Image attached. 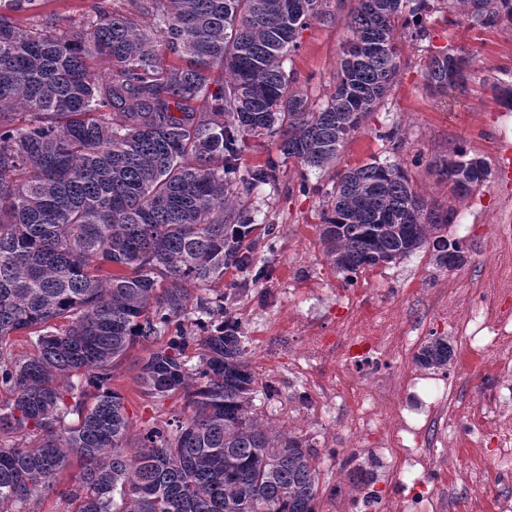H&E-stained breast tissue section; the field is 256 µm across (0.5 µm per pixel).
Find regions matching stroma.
Returning <instances> with one entry per match:
<instances>
[{
    "instance_id": "35a3bbf8",
    "label": "stroma",
    "mask_w": 512,
    "mask_h": 512,
    "mask_svg": "<svg viewBox=\"0 0 512 512\" xmlns=\"http://www.w3.org/2000/svg\"><path fill=\"white\" fill-rule=\"evenodd\" d=\"M355 5L356 0H325V18L299 31L298 48L283 64L291 90L307 97L313 109L322 108L336 87L341 47L350 36L347 19ZM420 24L424 38L398 42L393 84L345 142L335 164L306 173L285 162L276 182L243 195L240 208L253 223L279 230L271 246L257 250L258 261L273 267L272 279L257 283L250 272L232 268L223 281L202 291L207 297L223 292L226 282L237 283L235 295L224 302L226 315L237 322L259 380L279 391L272 399L256 393L253 412L314 447L318 512H364L361 498L367 491L379 498L384 512H415L410 485L387 483L397 460L379 448L406 415L401 408L406 394L395 388V381L404 375L424 377L428 371L416 363L413 350L401 348L384 352L373 365L353 366L336 348L337 337L363 338L374 322L388 326L393 335H407L415 347L431 335L447 337L453 359L446 382L455 407L478 402L494 379L491 371L466 362L459 338L451 335L448 318L436 313L435 303L449 300L462 310L491 301L496 287L491 271L512 247L505 238L506 225H512V180L499 173L500 151L512 147V110L501 96L512 87V24L486 28L467 17L451 24L433 12L421 13ZM459 47L475 58L464 87H427L430 56ZM458 145L484 159L491 171L462 199L450 195L434 166ZM373 160L398 164L420 195L456 212L446 234L466 241L465 264L437 267L427 245L346 284L323 255L319 226L337 175ZM304 180L310 192H300ZM150 350V345H135L113 371L112 385L123 399L134 446L156 424L184 412L180 395L161 400L144 394L137 374ZM368 408L372 421L356 426ZM438 434L437 428L420 423L404 431L403 443L409 452H425L427 465L418 475L433 495L445 497L460 484L467 458L449 457ZM348 456L371 472L370 487L331 495L345 477L341 460Z\"/></svg>"
}]
</instances>
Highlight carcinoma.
Segmentation results:
<instances>
[{
	"mask_svg": "<svg viewBox=\"0 0 512 512\" xmlns=\"http://www.w3.org/2000/svg\"><path fill=\"white\" fill-rule=\"evenodd\" d=\"M48 2L0 0V345L38 330L32 353L0 361L9 394L0 436L38 438L32 448L0 443V506L53 491L75 458L79 485L62 492L75 512H317L313 448L254 416L258 379L242 337L209 321L224 297H196L200 316L188 330L184 284L208 285L229 268L267 279L254 254L276 227L240 211L226 224L224 212L275 181L282 162L322 170L336 161L392 85L401 33L423 36L417 15L429 0H408L402 23V0H356L347 43L380 49L341 60L318 111L290 91L283 63L323 0H98L70 27L39 18ZM434 3L483 27L512 23V0ZM93 60L109 73L94 75ZM472 62L462 50L435 55L427 82L460 87ZM251 137L269 139L277 157L241 174ZM473 162L487 167L457 147L437 164L453 194L478 185ZM329 202L325 253L351 284L429 243L436 266L462 263L454 254L466 244L444 235L455 212L427 203L396 164L339 175ZM162 334L138 379L154 398L182 393L187 412L131 453L113 369ZM451 359L439 336L415 355L434 371ZM73 414L77 424L65 425Z\"/></svg>",
	"mask_w": 512,
	"mask_h": 512,
	"instance_id": "cac0c4a2",
	"label": "carcinoma"
}]
</instances>
